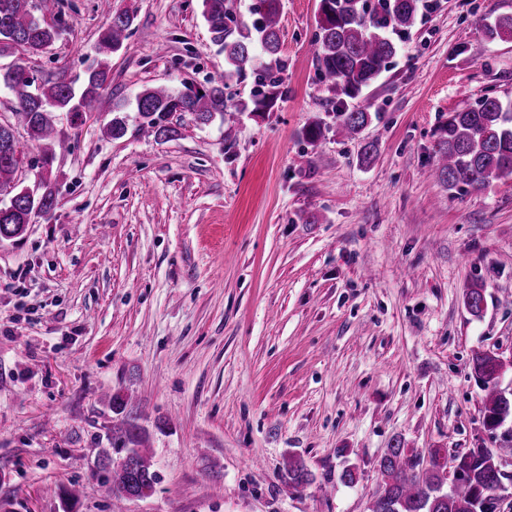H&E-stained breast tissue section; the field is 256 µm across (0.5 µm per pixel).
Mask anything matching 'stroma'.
Here are the masks:
<instances>
[{
  "label": "stroma",
  "instance_id": "obj_1",
  "mask_svg": "<svg viewBox=\"0 0 512 512\" xmlns=\"http://www.w3.org/2000/svg\"><path fill=\"white\" fill-rule=\"evenodd\" d=\"M317 8L282 0L268 117L178 112L170 140L137 131L136 96L224 71L202 0H58V40L0 56L76 85L112 13L136 15L111 94L80 127L56 122L54 210L0 241V512H369L392 444L495 447L471 358H512V175L448 192L433 145L449 113L512 100V40L484 33L512 0H419L357 141L317 75ZM115 116L119 139L102 134ZM115 392L159 475L143 500L111 499L92 466ZM292 461L313 476L295 495Z\"/></svg>",
  "mask_w": 512,
  "mask_h": 512
}]
</instances>
